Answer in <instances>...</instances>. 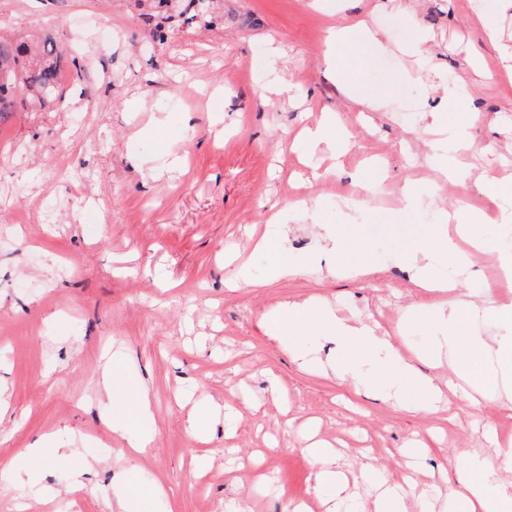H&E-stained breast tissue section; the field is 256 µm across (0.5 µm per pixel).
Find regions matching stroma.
Here are the masks:
<instances>
[{"label": "stroma", "mask_w": 512, "mask_h": 512, "mask_svg": "<svg viewBox=\"0 0 512 512\" xmlns=\"http://www.w3.org/2000/svg\"><path fill=\"white\" fill-rule=\"evenodd\" d=\"M429 38L428 68L457 87L459 110L442 90L411 77L417 68L402 5ZM490 0H219L211 26L175 27L153 41L139 0H0V24L50 33L68 51L62 99L50 112L14 113L0 123V464L33 474L17 484L0 471V512H107L102 494L127 471L141 493L163 486L148 512H219L250 499L254 512H282L286 498L313 497L301 433L336 448L346 469L372 465L392 483L406 469L400 448L434 423L402 412L333 375L307 371L288 342L270 338L264 314L286 301L320 300L338 317L383 328L414 299L397 253L432 229L437 209L489 216L487 242L466 290H479L498 252L512 250V199L493 202L483 181L512 179V8L490 42L478 20ZM363 21L379 31L372 57L332 58L326 31ZM349 69L360 92L389 95L362 118L336 72ZM287 83L271 97L264 89ZM439 110L469 125L478 152L466 175L401 214L406 180L431 181L422 116ZM336 112L350 138L341 175L307 190L293 210L292 186L304 166L293 144L322 112ZM383 159L386 190L356 204L351 174ZM290 233L279 255L253 238L275 220ZM349 242L338 272L317 273L326 234ZM292 266L277 279L273 260ZM381 271L357 276V267ZM246 268L251 287L226 282ZM124 353L122 369L142 380L153 433L145 457H119L120 440L101 423L103 358ZM280 383L286 405L264 396ZM242 388L262 405L186 430L192 410L233 402ZM420 483L441 484L458 450L491 452L489 424L512 430L495 406L472 410L447 392ZM97 459L86 486H70L73 463L30 456L39 441Z\"/></svg>", "instance_id": "35a3bbf8"}]
</instances>
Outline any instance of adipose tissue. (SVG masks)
<instances>
[{
	"label": "adipose tissue",
	"mask_w": 512,
	"mask_h": 512,
	"mask_svg": "<svg viewBox=\"0 0 512 512\" xmlns=\"http://www.w3.org/2000/svg\"><path fill=\"white\" fill-rule=\"evenodd\" d=\"M429 138L426 161L442 180L459 183L464 175L461 160L477 147L469 131L439 113H431L426 125ZM438 224L444 236L423 238L413 250L399 253L398 263L413 272L417 299L404 308L396 331L419 329L425 346L407 357L395 333L377 331L362 322H349L318 302L287 301L263 317L268 334L300 345L306 335L324 336L339 350L326 369L336 378L361 386H374L378 395L403 411L435 414L441 409L443 379L420 371L419 362L437 366L448 362L456 379L465 381V398L471 407L490 403L512 412V252L496 257L498 272L485 283L478 296L461 292L458 279L471 271L476 256L484 250L482 238L458 212L440 210ZM447 263L457 279L440 275ZM101 386L107 396L106 428L121 439L130 453L145 454L154 439L134 433L137 421L150 415L146 385L127 377L120 360L109 363ZM494 457L465 450L455 465L458 478L448 486V499L463 512H512V438L493 437ZM316 494L330 500L347 497L349 479L334 448L321 442L305 445ZM373 512H434L433 496L417 484H382L373 498Z\"/></svg>",
	"instance_id": "ef3b65f1"
}]
</instances>
